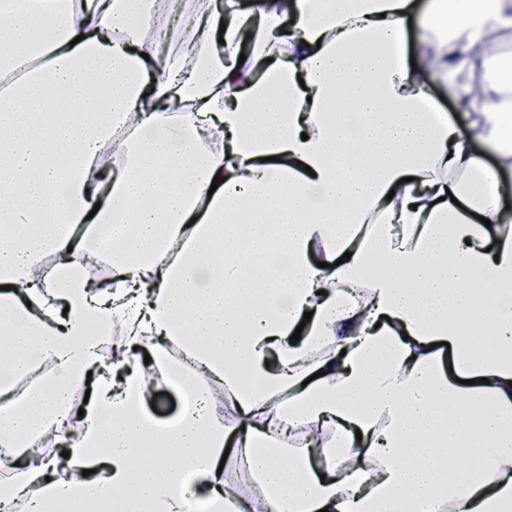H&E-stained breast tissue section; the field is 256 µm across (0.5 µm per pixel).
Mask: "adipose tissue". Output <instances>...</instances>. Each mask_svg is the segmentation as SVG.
Returning <instances> with one entry per match:
<instances>
[{
	"label": "adipose tissue",
	"instance_id": "1",
	"mask_svg": "<svg viewBox=\"0 0 512 512\" xmlns=\"http://www.w3.org/2000/svg\"><path fill=\"white\" fill-rule=\"evenodd\" d=\"M163 28L0 0V512H512V54L471 95L512 0ZM84 231L92 237H96L98 235V231L95 226H85ZM98 244L100 250L95 261V267L98 275L104 278L108 276L110 272L107 263V256L109 251V237L107 236L105 230L99 232ZM159 393L156 400H153L154 394ZM174 399V402H171ZM151 403H154L158 413H155L152 409L153 414L160 419H166L173 416L179 407V398L177 393L169 387L162 386L156 389L152 395ZM171 405H174V409H171Z\"/></svg>",
	"mask_w": 512,
	"mask_h": 512
}]
</instances>
